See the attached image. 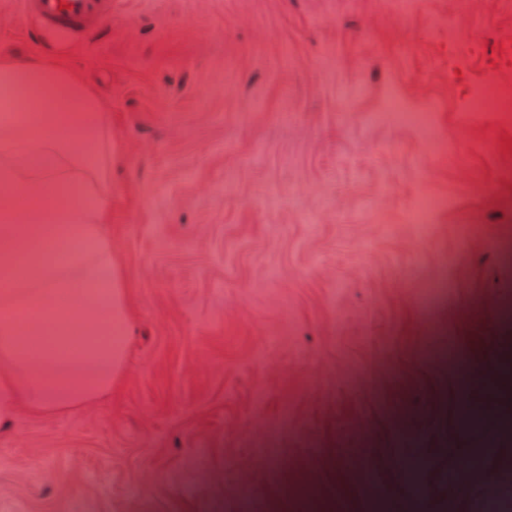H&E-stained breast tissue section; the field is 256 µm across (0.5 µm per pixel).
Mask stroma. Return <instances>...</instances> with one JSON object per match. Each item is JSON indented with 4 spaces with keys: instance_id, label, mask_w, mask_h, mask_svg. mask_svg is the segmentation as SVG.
I'll return each mask as SVG.
<instances>
[{
    "instance_id": "stroma-1",
    "label": "stroma",
    "mask_w": 512,
    "mask_h": 512,
    "mask_svg": "<svg viewBox=\"0 0 512 512\" xmlns=\"http://www.w3.org/2000/svg\"><path fill=\"white\" fill-rule=\"evenodd\" d=\"M26 28L0 0V59L63 64L110 114L135 334L109 395L0 434V512H277L334 456L396 481L397 423L455 431L433 364L512 301V125L465 115L456 72L484 77L512 0H116L63 52ZM394 90L439 152L372 122Z\"/></svg>"
}]
</instances>
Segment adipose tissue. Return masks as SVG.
<instances>
[{"mask_svg":"<svg viewBox=\"0 0 512 512\" xmlns=\"http://www.w3.org/2000/svg\"><path fill=\"white\" fill-rule=\"evenodd\" d=\"M33 84L82 108L0 123V433L105 397L132 332L108 231L110 118L65 68L0 62V90Z\"/></svg>","mask_w":512,"mask_h":512,"instance_id":"obj_1","label":"adipose tissue"}]
</instances>
